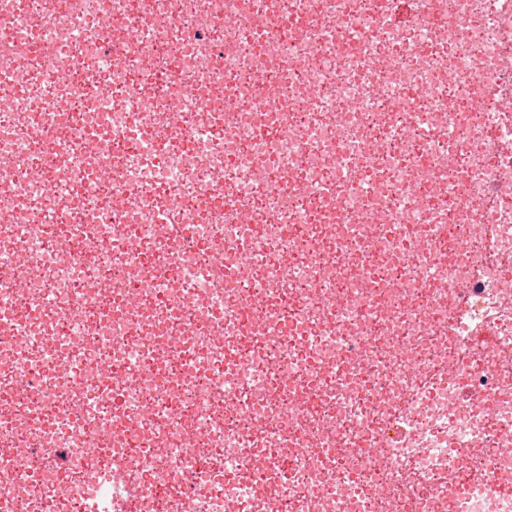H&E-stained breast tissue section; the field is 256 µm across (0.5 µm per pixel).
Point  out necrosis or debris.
<instances>
[{"mask_svg": "<svg viewBox=\"0 0 512 512\" xmlns=\"http://www.w3.org/2000/svg\"><path fill=\"white\" fill-rule=\"evenodd\" d=\"M396 9L0 0V512H512V12Z\"/></svg>", "mask_w": 512, "mask_h": 512, "instance_id": "necrosis-or-debris-1", "label": "necrosis or debris"}]
</instances>
